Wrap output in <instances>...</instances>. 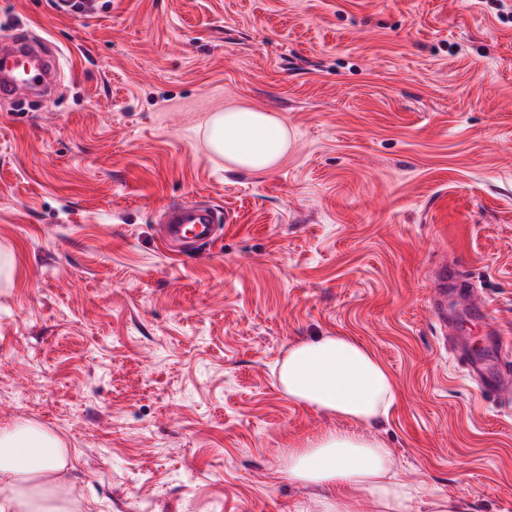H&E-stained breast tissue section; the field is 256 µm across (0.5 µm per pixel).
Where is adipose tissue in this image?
Here are the masks:
<instances>
[{
	"label": "adipose tissue",
	"mask_w": 512,
	"mask_h": 512,
	"mask_svg": "<svg viewBox=\"0 0 512 512\" xmlns=\"http://www.w3.org/2000/svg\"><path fill=\"white\" fill-rule=\"evenodd\" d=\"M207 144L233 169L259 171L285 153L288 130L271 113L232 108L210 118ZM277 379L292 401L366 426L388 419L399 398L372 349L340 332L294 341ZM69 466L63 441L39 425L1 428L0 512H72L60 494ZM286 472L322 490L320 512H357L363 499L373 512H409L415 496L394 471L389 448L341 430L289 449Z\"/></svg>",
	"instance_id": "obj_1"
}]
</instances>
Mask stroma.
Here are the masks:
<instances>
[{
    "mask_svg": "<svg viewBox=\"0 0 512 512\" xmlns=\"http://www.w3.org/2000/svg\"><path fill=\"white\" fill-rule=\"evenodd\" d=\"M0 0V38L60 53L53 90L0 100V427L64 442L74 512H318L288 450L347 421L276 371L294 339L366 343L399 400L362 428L419 491L512 512V411L455 363L432 271L461 263L512 331V0ZM286 154L228 168V107ZM178 201L227 212L208 262ZM98 0H57L56 10L68 17H91L97 13ZM207 144L233 169L259 171L285 153L288 129L271 113L232 108L210 118Z\"/></svg>",
    "mask_w": 512,
    "mask_h": 512,
    "instance_id": "stroma-1",
    "label": "stroma"
}]
</instances>
